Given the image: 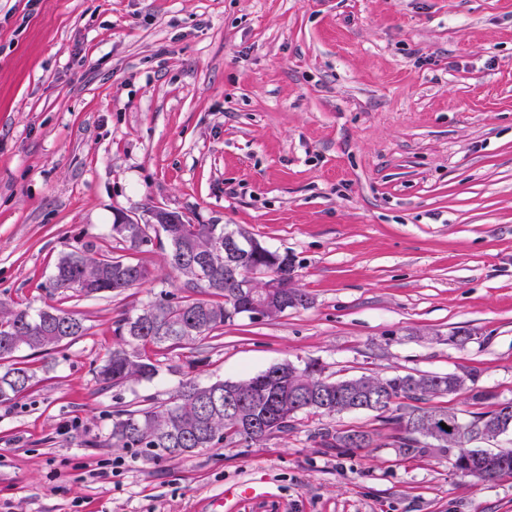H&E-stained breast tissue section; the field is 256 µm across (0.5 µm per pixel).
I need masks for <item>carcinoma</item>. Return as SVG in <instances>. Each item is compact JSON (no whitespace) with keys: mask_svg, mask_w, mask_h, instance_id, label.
<instances>
[{"mask_svg":"<svg viewBox=\"0 0 512 512\" xmlns=\"http://www.w3.org/2000/svg\"><path fill=\"white\" fill-rule=\"evenodd\" d=\"M176 224L112 225V238L128 251L139 252L154 244L168 246L167 262L183 280L190 294L176 297L168 292L134 315L116 321V342L107 359L96 370L103 390L125 383L153 379L158 365L144 348H175L250 317L244 292L263 295L274 275L291 302L283 306L272 300L266 316L278 317L290 309L305 308L309 297L296 287L295 264L288 253L263 246L239 256L235 271L226 270L224 250L218 241L233 233L247 241L254 237L242 229L231 231L224 224H192L177 212ZM151 272L122 256L90 255L74 251L55 267L51 287L72 290L84 296L117 295L150 279ZM86 328L81 319L63 308L39 310L0 302V402H9L33 386L34 372L20 365L21 353L50 354L59 350ZM476 375L423 373L392 377L367 376L332 381L322 377L315 362L299 368L284 363L273 371H262L238 382L218 380L201 386L195 379L181 383L173 399L162 405L123 408L113 412L111 440L114 448H137L154 459H182L217 443L260 445L273 436L286 434L299 415L333 416L347 411L357 397L384 399L376 409L392 431L393 447L405 459L437 451L462 477L491 482L512 477V449L491 451L470 448L476 439L494 440L512 433V416L500 419L497 409L475 412L467 423L434 400L467 389ZM245 400L241 414L224 407L226 395ZM321 445L338 454L352 448H368L373 434L363 430L318 433Z\"/></svg>","mask_w":512,"mask_h":512,"instance_id":"1","label":"carcinoma"}]
</instances>
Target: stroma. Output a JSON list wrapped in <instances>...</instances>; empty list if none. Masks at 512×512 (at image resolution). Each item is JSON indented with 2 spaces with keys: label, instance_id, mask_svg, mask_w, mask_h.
Wrapping results in <instances>:
<instances>
[{
  "label": "stroma",
  "instance_id": "obj_1",
  "mask_svg": "<svg viewBox=\"0 0 512 512\" xmlns=\"http://www.w3.org/2000/svg\"><path fill=\"white\" fill-rule=\"evenodd\" d=\"M155 208L289 253L310 303L148 348L153 380L103 391L115 320L184 283L156 246L119 296L49 281L75 249L121 255L116 212ZM0 300L87 328L0 404V512H512V477L402 459L372 411L179 460L110 440L113 407L287 360L473 371L512 401V0H0ZM322 426L376 442L339 455ZM251 474L266 495L225 502Z\"/></svg>",
  "mask_w": 512,
  "mask_h": 512
}]
</instances>
